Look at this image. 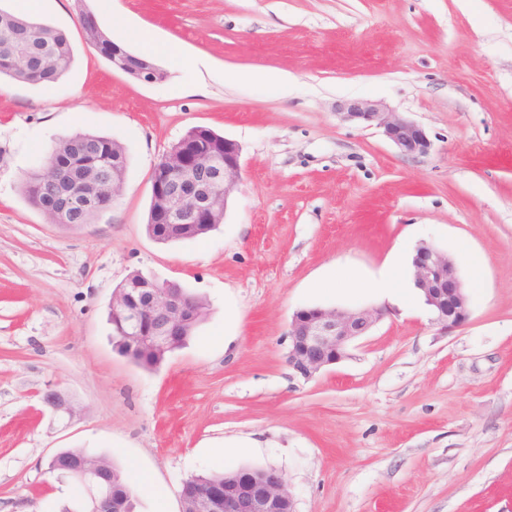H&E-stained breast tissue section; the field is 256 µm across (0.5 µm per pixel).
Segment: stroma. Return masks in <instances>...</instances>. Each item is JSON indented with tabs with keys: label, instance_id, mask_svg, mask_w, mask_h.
Returning a JSON list of instances; mask_svg holds the SVG:
<instances>
[{
	"label": "stroma",
	"instance_id": "35a3bbf8",
	"mask_svg": "<svg viewBox=\"0 0 512 512\" xmlns=\"http://www.w3.org/2000/svg\"><path fill=\"white\" fill-rule=\"evenodd\" d=\"M84 12L111 15L131 52L138 30L172 47L166 80L113 69ZM38 20L73 61L51 85L0 78V512L81 499L47 470L66 448L150 476L166 512L188 477L255 467L296 512H512V0H43ZM354 99L417 122L429 154L343 121ZM195 127L240 145L241 177L215 230L162 244L146 232L151 172ZM85 133L124 146L121 190L90 223H50L23 181ZM423 241L477 261L457 265L460 329L433 324L419 290L405 306L372 287L395 263L413 282ZM137 272L208 307L152 370L108 321ZM309 307L385 314L307 380L288 330ZM50 388L70 422H51ZM44 403L50 409L51 420L63 418L72 419L75 415V407L70 400L56 390H48L43 395Z\"/></svg>",
	"mask_w": 512,
	"mask_h": 512
}]
</instances>
